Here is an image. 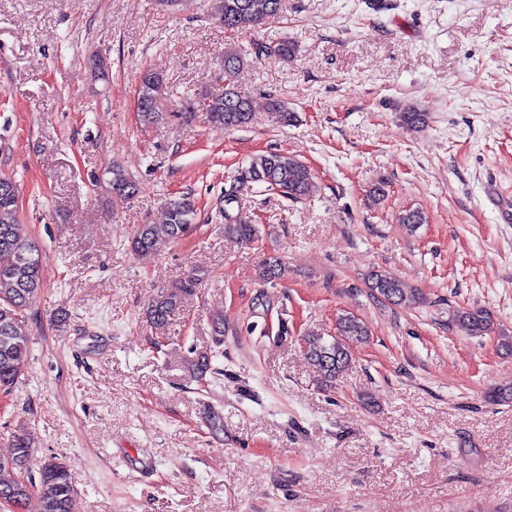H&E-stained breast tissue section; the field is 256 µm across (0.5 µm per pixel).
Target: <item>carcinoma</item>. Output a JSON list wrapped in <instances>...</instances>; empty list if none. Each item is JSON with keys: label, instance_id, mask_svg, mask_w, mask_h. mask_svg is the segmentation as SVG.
Wrapping results in <instances>:
<instances>
[{"label": "carcinoma", "instance_id": "1", "mask_svg": "<svg viewBox=\"0 0 512 512\" xmlns=\"http://www.w3.org/2000/svg\"><path fill=\"white\" fill-rule=\"evenodd\" d=\"M216 15L224 27L236 31H248L277 16L282 0H215ZM296 44L283 38L256 48L255 57L278 56L288 59L294 55ZM246 63L237 50L224 51V93L203 95L187 103L193 112H205L208 121L226 130L242 128L250 123L254 112L260 108L277 114L279 121L288 124L295 113L285 101L271 95L256 96L236 84V75ZM154 72L144 71L139 84L148 89L149 101L139 110L145 124H155L163 119L168 103L165 79L148 84ZM245 180L267 185L281 195L292 199L310 196L315 189L314 177L309 166L295 156L268 152L254 156L249 166L242 170ZM110 194L112 203L124 202L137 191L135 181L114 163L97 181ZM165 221L162 224H141L129 240V247L136 254H156L166 243L176 242L192 229L196 209L194 200L181 195L165 203ZM224 234L241 243L259 241L260 228L256 224H226ZM0 391L9 394L16 387L21 367L30 353V339L23 330L26 311L41 292V254L31 239L27 225L21 222L19 194L15 182L8 176H0ZM286 268L273 259L266 262L263 279L274 283L285 276ZM198 279L188 278L174 288L154 295L146 307L147 321L154 326H165L180 315L186 296L196 290ZM366 287L374 298L394 306H408L417 302L395 276L373 271L367 278ZM448 323L459 327L468 336H483L492 330V315L483 309H452ZM338 335L325 338L309 332L301 338L304 356L318 373L320 381L333 385L348 369L352 357L349 341L364 343L369 337L367 325L355 316L344 315L338 319ZM212 356L197 354L190 362L196 378L204 380L212 371ZM493 405H512V386L494 387L484 396ZM31 440L26 433L11 436V451L0 455V498L9 497L16 509L24 508L35 496L40 512H77V495L72 476L65 463L47 458L34 465L31 461ZM38 474V481L29 486L22 475Z\"/></svg>", "mask_w": 512, "mask_h": 512}]
</instances>
